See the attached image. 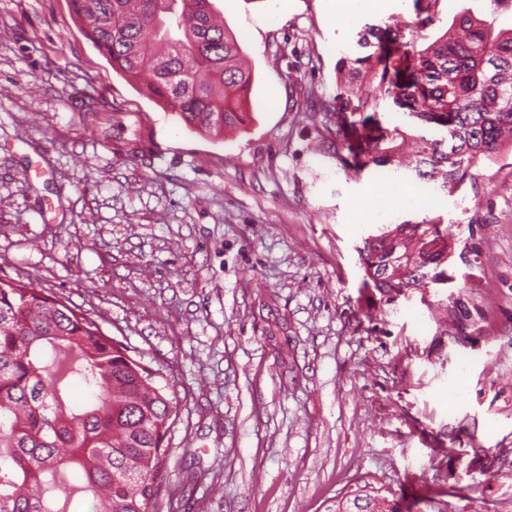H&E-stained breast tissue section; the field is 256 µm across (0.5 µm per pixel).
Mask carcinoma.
<instances>
[{"instance_id":"cac0c4a2","label":"carcinoma","mask_w":512,"mask_h":512,"mask_svg":"<svg viewBox=\"0 0 512 512\" xmlns=\"http://www.w3.org/2000/svg\"><path fill=\"white\" fill-rule=\"evenodd\" d=\"M85 38L129 82L146 88L188 127L221 135L241 129L253 75L237 36L218 23L211 0H70ZM431 21L366 23L355 57L336 70V119L345 170L388 173L457 188L479 161L512 137V29L463 14L420 49L415 29ZM392 102L413 119L389 128L379 119ZM82 119L98 137L142 152L139 129L106 102L84 103ZM448 228L439 218L383 225L359 250L365 284L393 300L443 263ZM80 361L75 373L98 390L80 413L67 404L59 353ZM158 372L125 353L99 324L43 288L0 281V512H83L81 501L49 496L68 470L82 471L80 496L99 512H151L161 487L164 441L177 402ZM376 499L359 490L336 512H368Z\"/></svg>"}]
</instances>
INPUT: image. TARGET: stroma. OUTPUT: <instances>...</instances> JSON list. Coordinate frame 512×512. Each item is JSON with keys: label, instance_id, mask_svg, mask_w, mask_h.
I'll return each mask as SVG.
<instances>
[{"label": "stroma", "instance_id": "obj_1", "mask_svg": "<svg viewBox=\"0 0 512 512\" xmlns=\"http://www.w3.org/2000/svg\"><path fill=\"white\" fill-rule=\"evenodd\" d=\"M254 74L221 137L128 83L69 0H0V280L54 292L178 399L153 512H334L367 485L399 512H512V148L455 193L345 170L336 65L364 23L332 0H213ZM512 29V0H434L418 44L464 11ZM148 128L133 157L80 101ZM442 216L444 280L390 300L358 250Z\"/></svg>", "mask_w": 512, "mask_h": 512}]
</instances>
